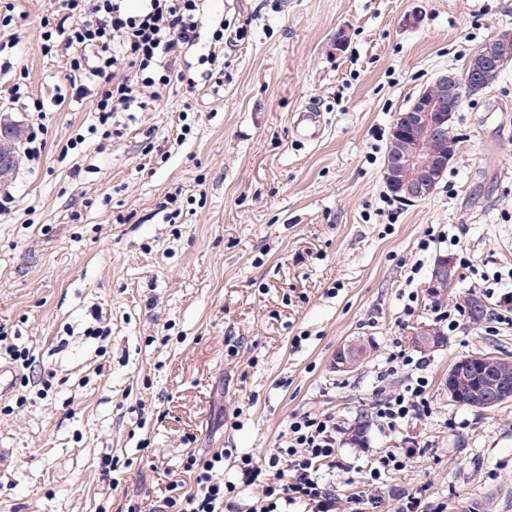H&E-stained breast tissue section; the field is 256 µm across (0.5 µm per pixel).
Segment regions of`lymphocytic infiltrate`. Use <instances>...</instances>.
I'll return each instance as SVG.
<instances>
[{
  "instance_id": "f902f5d3",
  "label": "lymphocytic infiltrate",
  "mask_w": 512,
  "mask_h": 512,
  "mask_svg": "<svg viewBox=\"0 0 512 512\" xmlns=\"http://www.w3.org/2000/svg\"><path fill=\"white\" fill-rule=\"evenodd\" d=\"M125 2L58 0L57 14L45 22L41 34L47 53L53 36L63 37L76 95L93 85L101 87L96 112L103 127L111 125L114 113L131 108L137 86L183 81L182 55L201 41L202 0H141L134 12ZM391 361L413 378L404 390L387 393L373 406L376 418L390 429L405 419L426 417L431 410L423 362L402 353L392 355ZM337 432L331 416L294 415L286 447L262 462L240 456L233 481L224 477L223 453L188 456L184 469L191 473L193 485L169 496L165 512H238L235 499L241 484L261 487L263 512H278L279 504L298 501L331 512L332 497L319 471L324 463L336 461Z\"/></svg>"
}]
</instances>
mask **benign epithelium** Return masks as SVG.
Here are the masks:
<instances>
[{"label":"benign epithelium","instance_id":"obj_1","mask_svg":"<svg viewBox=\"0 0 512 512\" xmlns=\"http://www.w3.org/2000/svg\"><path fill=\"white\" fill-rule=\"evenodd\" d=\"M512 57L509 52L500 56L485 57L461 71L450 70L437 76L421 94L410 110L401 115V120L394 123L391 132L397 139L411 138L418 131H423L428 138L443 143V150L431 153L425 143L420 141L410 152H396L388 156L383 168L385 185L401 193L399 199L407 203L426 200L434 187V168L444 162L448 153L446 142L453 141V123L455 114V96L460 85L479 87L492 74H500ZM13 129H0V179H7L14 171L10 135ZM458 279V268L454 257L439 256L430 271L426 288L430 295L448 294ZM493 358L489 353L466 356L457 361L448 371V395L457 406H468L471 400L457 388V374L463 368L480 365ZM359 361L353 347L338 350L333 366L338 371H347ZM512 399V392L492 387L483 392L480 406L490 409Z\"/></svg>","mask_w":512,"mask_h":512}]
</instances>
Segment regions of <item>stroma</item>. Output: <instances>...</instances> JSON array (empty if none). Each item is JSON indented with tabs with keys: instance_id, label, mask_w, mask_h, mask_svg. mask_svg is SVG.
Wrapping results in <instances>:
<instances>
[{
	"instance_id": "stroma-1",
	"label": "stroma",
	"mask_w": 512,
	"mask_h": 512,
	"mask_svg": "<svg viewBox=\"0 0 512 512\" xmlns=\"http://www.w3.org/2000/svg\"><path fill=\"white\" fill-rule=\"evenodd\" d=\"M8 3L0 120L28 127L40 99L47 143L6 182L0 216V336L33 360L0 396V512H161L173 481L192 484L187 453L231 450L234 478V457L266 456L303 412L369 422L363 447L320 469L335 512L375 496L374 512H397L402 492L419 512H512V401L448 400L461 357L512 360L494 319L512 294V67L467 98L428 199H391L383 181L399 112L512 30V0H204L207 29L231 41L187 52L194 86L139 88L107 137L100 88L73 98L65 53L42 52L56 0ZM204 53L223 73L203 79ZM310 103L325 122L311 143L292 131ZM440 254L460 281L437 301ZM460 292L491 318L439 321ZM424 323L439 349L414 346ZM351 341L365 359L334 371ZM399 350L425 360L432 413L389 430L373 405L407 380L388 372ZM400 448L417 454L369 488ZM495 356L489 353L474 354L466 356L457 361L448 371V395L453 403L457 406H468L471 404L472 399L467 397L457 388V374L463 371L464 367L469 368L472 364L480 365L485 360L494 358ZM416 453V449L407 448L405 451H391L380 457L379 466L371 468L366 473V482L369 485L379 484L383 473L390 470H401Z\"/></svg>"
}]
</instances>
